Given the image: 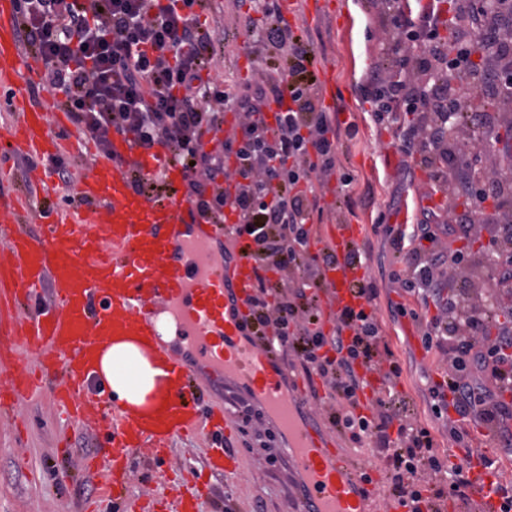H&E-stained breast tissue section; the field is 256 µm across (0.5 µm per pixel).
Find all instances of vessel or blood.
<instances>
[{"instance_id":"vessel-or-blood-1","label":"vessel or blood","mask_w":512,"mask_h":512,"mask_svg":"<svg viewBox=\"0 0 512 512\" xmlns=\"http://www.w3.org/2000/svg\"><path fill=\"white\" fill-rule=\"evenodd\" d=\"M16 0H0V85L9 91V106L18 120L0 138V160L16 154L50 157L71 153L75 134L65 111L48 117L45 107L27 98L34 58L21 47ZM136 163L149 179L162 178L165 194L149 196L130 178L117 176L119 160ZM185 172L164 150L142 153L126 136L113 140L112 156L94 159L77 184L76 220L57 211L31 209L26 199L0 196V313L12 315L11 330L0 337V352L34 351L42 380L61 376L57 394L74 418L85 424L105 419L111 448L99 451L102 489L111 495L114 512H151L123 498L126 472L133 457L147 453L162 468L174 441L198 435L209 441L206 463L223 479L237 480L241 461L232 443L233 430L223 406L203 413L208 378L221 371L235 377L263 403L288 436L286 453L300 472L306 497L304 512H367L372 485L367 469L347 453L325 446L318 429L300 418L302 394H288L287 371L273 345L248 340L243 322L254 294L255 261L246 246L232 260L215 255L224 226L182 195ZM37 232L21 228L23 218ZM361 228L332 227L325 245L345 255ZM358 268L338 264L326 273L335 308L360 309L367 301L354 294ZM51 297L35 300L42 288ZM171 314L185 353L161 350V314ZM131 340L143 350L161 352L168 375L158 410L143 415L106 396L95 365L102 346ZM34 385L24 372L0 373V401L19 398ZM474 490L482 512H500L503 503L497 470L472 460Z\"/></svg>"}]
</instances>
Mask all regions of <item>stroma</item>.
I'll return each instance as SVG.
<instances>
[{
	"label": "stroma",
	"mask_w": 512,
	"mask_h": 512,
	"mask_svg": "<svg viewBox=\"0 0 512 512\" xmlns=\"http://www.w3.org/2000/svg\"><path fill=\"white\" fill-rule=\"evenodd\" d=\"M296 12L286 21L296 34L307 39L316 55L315 73L329 71L336 80L334 107L340 126L354 125L356 132L342 136L337 164L351 173V191L358 205L354 212L336 203L337 180L323 188L319 201L323 213L314 219L315 233L336 224H357L364 234L358 242L369 254L367 266L379 285L375 301L384 335L399 360L403 372L397 389L414 408L419 422L430 429L440 452L454 444L448 436L452 426L464 425L475 448L493 449L502 472L512 473V453L496 448L489 426L477 420H463L456 412L436 416L431 407L429 386L444 376L447 364L436 351H425L410 313L420 310L416 298L391 279L402 265L388 235L374 232L373 226L416 222L421 209L444 212L448 206L465 208V198L427 194L425 171L415 170L412 181H404L408 160L399 150L394 132L375 124L372 105L364 88L371 68L390 58L391 45L381 26L375 0H339L340 11L323 14L314 24H306L304 14L312 0H291ZM252 0H208L200 18L206 30L222 34L217 48L218 64L210 78L241 85L255 78L266 66H284L285 60L271 48L253 44L238 27L237 19L253 15ZM407 316H400L399 308ZM317 399L308 401V419L317 421L332 447L355 455L360 461L379 459L374 445L355 447L332 428L327 420L330 404L325 387H318ZM271 417L253 422L247 434H235L234 444L242 449L244 470L240 479L224 494L235 512H253L263 502L265 512H300L302 478L283 453L285 446L276 437ZM100 434L77 428L55 401L51 391L17 401L10 412L0 414V512H82L97 495V479L84 463L93 456ZM204 447L200 440H177L169 456L172 474H193L199 484L210 477L203 469Z\"/></svg>",
	"instance_id": "35a3bbf8"
}]
</instances>
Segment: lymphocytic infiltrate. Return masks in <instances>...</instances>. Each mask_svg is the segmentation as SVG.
<instances>
[{"mask_svg":"<svg viewBox=\"0 0 512 512\" xmlns=\"http://www.w3.org/2000/svg\"><path fill=\"white\" fill-rule=\"evenodd\" d=\"M202 0H17L21 36L44 65V86L61 92L80 136L104 155L112 134L132 135L144 151L160 146L186 171L188 197L203 201L215 219L232 208L233 237H248L255 259L253 323L282 355L295 356L306 378H320L334 404L328 421L350 441H370L383 455L390 497L408 512H440L439 500L471 505L470 462L449 464L395 386L402 368L382 334L376 312L351 307L324 328L319 291L325 268L336 265L329 247L311 253V218L318 199L313 182L337 175L341 132L335 116L312 93V47L282 20L275 0H257L264 18L243 26L257 41L288 58L287 69L265 71L244 87L206 78L217 64L210 35L201 31ZM400 55L375 68L366 91L376 123L394 127L401 152L428 172L429 193L492 203L483 211H421L417 223L393 236L404 270V290L434 315L421 324L426 349L448 364L444 386H431L435 414L455 410L487 423L512 447V167L487 161L499 125L512 114V0H380ZM451 29L453 41L441 36ZM478 31L479 42L469 38ZM279 112L266 117L271 104ZM238 128L218 150L202 136L220 131L225 113ZM462 134L475 147L458 160L451 139ZM487 236L476 251L450 250L441 239ZM496 274L469 278L482 259ZM378 371L371 415L357 413L363 370Z\"/></svg>","mask_w":512,"mask_h":512,"instance_id":"obj_1","label":"lymphocytic infiltrate"}]
</instances>
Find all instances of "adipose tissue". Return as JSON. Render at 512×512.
Returning a JSON list of instances; mask_svg holds the SVG:
<instances>
[{
  "label": "adipose tissue",
  "instance_id": "adipose-tissue-1",
  "mask_svg": "<svg viewBox=\"0 0 512 512\" xmlns=\"http://www.w3.org/2000/svg\"><path fill=\"white\" fill-rule=\"evenodd\" d=\"M96 372L115 398L131 409L143 412L155 408L163 387L161 372L135 343L122 341L102 348Z\"/></svg>",
  "mask_w": 512,
  "mask_h": 512
}]
</instances>
